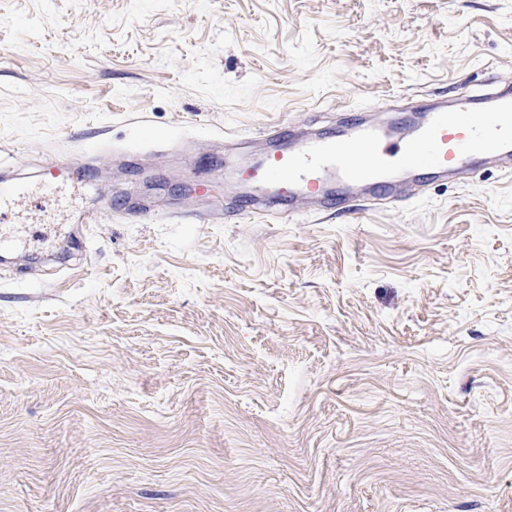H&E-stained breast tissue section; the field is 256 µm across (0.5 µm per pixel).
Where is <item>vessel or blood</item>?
<instances>
[{
  "mask_svg": "<svg viewBox=\"0 0 512 512\" xmlns=\"http://www.w3.org/2000/svg\"><path fill=\"white\" fill-rule=\"evenodd\" d=\"M408 123L359 120L325 132L268 129L264 150L247 168L241 215L263 219L292 212L301 199L317 212L361 202L365 209L405 198L419 179L455 182L473 177L486 160L512 172V88L477 94L461 87L448 99L416 100ZM75 162L59 157L42 168L45 189L56 188Z\"/></svg>",
  "mask_w": 512,
  "mask_h": 512,
  "instance_id": "vessel-or-blood-1",
  "label": "vessel or blood"
}]
</instances>
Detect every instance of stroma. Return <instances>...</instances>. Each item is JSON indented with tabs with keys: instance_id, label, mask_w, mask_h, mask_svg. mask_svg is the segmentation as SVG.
I'll return each mask as SVG.
<instances>
[{
	"instance_id": "1",
	"label": "stroma",
	"mask_w": 512,
	"mask_h": 512,
	"mask_svg": "<svg viewBox=\"0 0 512 512\" xmlns=\"http://www.w3.org/2000/svg\"><path fill=\"white\" fill-rule=\"evenodd\" d=\"M493 82L512 0H0V171L86 168L10 213L0 512H512V177L261 223L222 177Z\"/></svg>"
}]
</instances>
